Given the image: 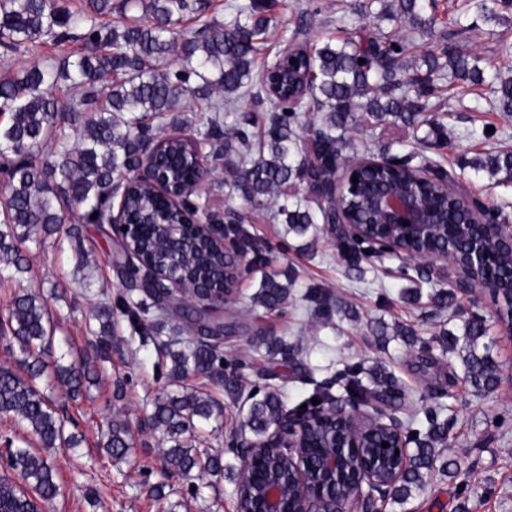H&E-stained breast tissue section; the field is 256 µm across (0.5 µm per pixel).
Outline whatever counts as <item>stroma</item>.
Wrapping results in <instances>:
<instances>
[{
    "instance_id": "1",
    "label": "stroma",
    "mask_w": 512,
    "mask_h": 512,
    "mask_svg": "<svg viewBox=\"0 0 512 512\" xmlns=\"http://www.w3.org/2000/svg\"><path fill=\"white\" fill-rule=\"evenodd\" d=\"M206 17L225 21L237 7L249 3L261 7L269 22L258 38L257 68L276 60L291 39L299 8L314 16L307 39L324 42L344 38L342 0H208ZM205 17V18H206ZM73 43L40 44L24 55L0 50V77L15 76L33 64L60 60ZM434 102L448 106L444 121L451 141L444 151L428 149L415 141L390 144V132L351 127L348 135L362 154L404 158L418 153L436 161L440 168L471 195L486 204L512 205V182L497 184L482 173L462 166L465 158L512 150V116L492 109L485 99L467 95L448 96L440 83ZM197 204L210 212L232 209L244 214L245 228L268 250V266L246 270L235 300L224 307V320L233 325L221 352L225 364L235 366L241 386L231 395L201 376L188 377V388L211 394L224 410L221 429L203 425L197 447L223 453L224 466L239 469L240 457L227 447L230 431L239 429L253 395L271 389L282 392L289 408L307 403L316 390L330 386L339 394L335 380L350 365L380 367L397 380L403 398L396 411L399 419L416 417L417 428L426 425L430 409L446 406L448 441L442 451L458 461L457 476L435 475L427 490L413 493L406 503L386 501L384 512H512V320L503 302L485 297L474 301L455 292L447 308L432 314L426 301H414L413 289L430 293L419 282L416 263L392 256H371L352 270V256L325 225L297 236L285 224L273 220L270 208L253 209L225 180L223 154L211 158V172L201 185ZM88 254L89 264L77 268L76 248ZM33 287L52 294L51 308L73 354L92 352L96 342L87 328L90 312L101 298L120 303L129 298L115 268L114 244L97 225L82 227L79 243L27 250ZM277 274L289 287L282 312L269 314L252 307L264 272ZM88 278L90 287H75ZM481 315L488 328L484 338L498 368L500 382L490 392H476L467 381L457 353L439 357L436 365L419 367L422 344L436 345L443 331L462 334L465 321ZM412 327L419 344L406 345L395 336L396 325ZM163 338L149 329L133 327L117 316L112 349L99 360V379L90 394L66 404L73 418L71 431L84 441L75 451L55 456L60 493L50 512H234V484L228 477H212L209 487L197 490L192 479L164 467L161 435L152 431L146 416L155 400L171 389L170 359L162 349ZM125 419L135 435V446L120 460L98 451V429L104 418Z\"/></svg>"
}]
</instances>
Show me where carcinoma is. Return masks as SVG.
Returning <instances> with one entry per match:
<instances>
[{"instance_id":"cac0c4a2","label":"carcinoma","mask_w":512,"mask_h":512,"mask_svg":"<svg viewBox=\"0 0 512 512\" xmlns=\"http://www.w3.org/2000/svg\"><path fill=\"white\" fill-rule=\"evenodd\" d=\"M478 19L485 23L503 20L499 7L505 0H467ZM380 9L374 10L373 4ZM205 0H83V9L73 12L60 0H0V47L7 52L28 53L37 44L52 39L64 43L73 38L80 48L49 66L35 65L17 77L0 80V112L9 121L0 125V159L8 190L0 196V276L28 272L27 244H45L59 235L65 219L78 224L111 225L109 201L118 188L125 192L127 212L139 221L171 223L180 214L166 200L131 184L127 177L139 161L149 131L169 112H182L183 97L205 99L212 115L203 138L211 142L227 134L237 139L244 152L230 161L227 180L234 190L243 191L252 207H264L277 199L281 188L303 175L307 157L314 182L331 180V164L352 167L362 159L347 137L349 127L361 112L394 128L411 129L425 147L448 146V128L428 112L429 99L436 92L433 76L448 75V90L460 96L464 86L477 84L488 90L489 105L512 113V77L499 66H480V59L462 51L471 26L454 21L448 45L430 42L435 23L436 0H365L352 3L349 12L357 22L346 38L322 45L306 46L307 55H294L266 76L255 70L257 47L254 37L264 30L267 19L245 7L224 22L206 21L190 38L180 35L181 21L188 13L206 10ZM118 10L117 24L100 18ZM388 16L412 30L409 38L398 33H376L366 19ZM179 50L183 65L176 71L166 66L167 57ZM275 85L281 94L297 95L291 113L285 109L270 113L261 133L251 130L259 118L224 122V114L237 111L240 99L257 98ZM325 113L323 122L310 129L300 125V115ZM57 129V149L43 152L51 129ZM498 183L512 182V151L486 152L468 161ZM431 172L434 179L421 182L417 174ZM445 176L430 163L412 164L406 157L395 164L362 171L358 189L345 196L344 218L353 224L370 221L366 192L370 187L401 185L426 196L439 222L436 242H449L464 258L475 226L463 223L459 205L449 204L444 191ZM306 196L284 199L278 215L288 231L303 234L318 220H326L323 208L313 210ZM96 218H91V215ZM253 251L254 264L267 257L263 246L250 240L243 225L233 230ZM182 261L184 296L190 300L235 271L232 261L216 253L209 242L184 231ZM496 271L512 265V250L491 247ZM168 260L164 228L151 227L145 247L138 251L139 265L126 269L136 281L144 264L159 265ZM288 287L274 277L265 278L254 302L267 311L279 309L287 300ZM152 296L124 306L129 322L160 330L167 325L165 313L151 302ZM115 311L112 303H99L93 314L98 327L96 352L105 355L112 348ZM58 324L49 311V297L21 288L7 314L0 317V335L18 343L17 369L0 368V414L14 416L26 424L27 434L4 439L0 452V512H45L58 495L56 466L41 451L75 448L77 437L68 432L70 418L59 412V398L75 401L98 377L94 359L79 357L64 363L60 356L48 360L55 347ZM482 318L465 321L458 355L466 379L479 390H490L498 381L489 354L478 352L486 336ZM171 376L183 380L204 375L230 389L236 376L220 367L218 347L200 340L196 343L173 338L168 343ZM364 369L345 371L336 378L344 394L360 401H372L390 410L399 407L402 393L383 377L363 381ZM49 391H44L41 384ZM288 409L274 392L252 403L245 422L254 436L264 435L282 423ZM222 411L208 394L183 390L154 402L147 417L150 428L171 443L164 451L167 470L195 475V490L208 486L204 479L224 471L222 457L195 447L200 422L219 420ZM415 444L409 464L393 485L392 495L404 503L414 490L422 491L435 469L450 467L441 460L437 445L447 440L445 425L431 420L425 432L409 430ZM127 423L107 419L101 425L98 447L109 458H122L134 445Z\"/></svg>"}]
</instances>
